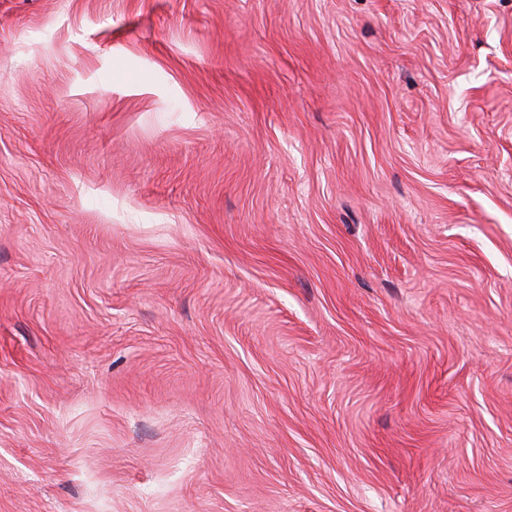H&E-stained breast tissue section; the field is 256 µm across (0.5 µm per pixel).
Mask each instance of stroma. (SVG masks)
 <instances>
[{"label": "stroma", "mask_w": 512, "mask_h": 512, "mask_svg": "<svg viewBox=\"0 0 512 512\" xmlns=\"http://www.w3.org/2000/svg\"><path fill=\"white\" fill-rule=\"evenodd\" d=\"M0 512H512V0H0Z\"/></svg>", "instance_id": "stroma-1"}]
</instances>
